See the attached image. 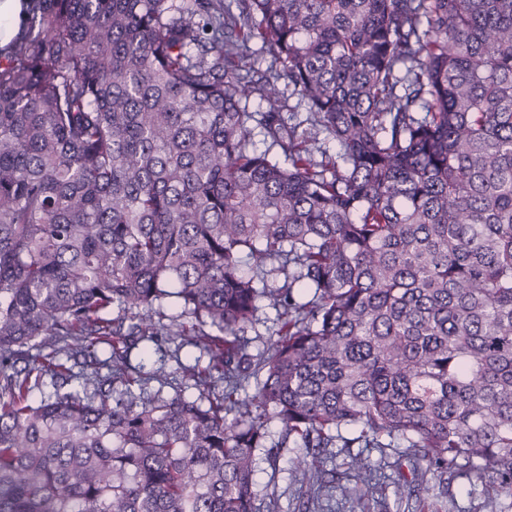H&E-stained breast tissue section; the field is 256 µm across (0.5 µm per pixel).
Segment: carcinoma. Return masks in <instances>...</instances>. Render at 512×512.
<instances>
[{
  "mask_svg": "<svg viewBox=\"0 0 512 512\" xmlns=\"http://www.w3.org/2000/svg\"><path fill=\"white\" fill-rule=\"evenodd\" d=\"M157 336L203 351L198 396L148 390ZM292 438L311 502L340 454L397 499L405 463L512 494V0H32L0 60V512H280L254 475Z\"/></svg>",
  "mask_w": 512,
  "mask_h": 512,
  "instance_id": "obj_1",
  "label": "carcinoma"
}]
</instances>
